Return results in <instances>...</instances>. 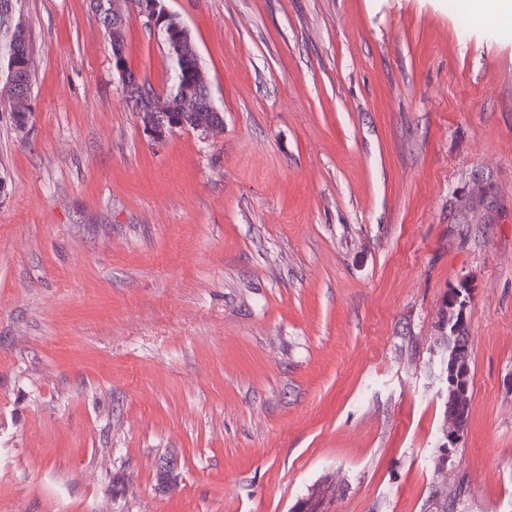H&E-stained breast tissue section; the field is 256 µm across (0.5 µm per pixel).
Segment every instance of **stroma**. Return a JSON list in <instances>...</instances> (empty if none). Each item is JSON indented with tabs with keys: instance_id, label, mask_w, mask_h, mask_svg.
<instances>
[{
	"instance_id": "1",
	"label": "stroma",
	"mask_w": 512,
	"mask_h": 512,
	"mask_svg": "<svg viewBox=\"0 0 512 512\" xmlns=\"http://www.w3.org/2000/svg\"><path fill=\"white\" fill-rule=\"evenodd\" d=\"M224 129L144 135L90 0L0 112V512H512V21L165 0ZM128 68L168 50L130 14ZM466 287V425L440 311ZM20 79L22 84L25 86V99L26 101H20L11 103L8 102V105L1 104V112L3 109L10 112V117L12 119L13 124L20 128L27 117V113L29 111V100L31 98V92H32V74L31 70L24 71L20 74Z\"/></svg>"
}]
</instances>
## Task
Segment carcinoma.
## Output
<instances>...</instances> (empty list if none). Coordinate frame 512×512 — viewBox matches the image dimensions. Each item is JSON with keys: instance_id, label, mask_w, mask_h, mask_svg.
<instances>
[{"instance_id": "obj_1", "label": "carcinoma", "mask_w": 512, "mask_h": 512, "mask_svg": "<svg viewBox=\"0 0 512 512\" xmlns=\"http://www.w3.org/2000/svg\"><path fill=\"white\" fill-rule=\"evenodd\" d=\"M18 0H0V76L6 78L11 75L16 59L29 52L27 29L21 22L15 21ZM158 37L167 46L171 61L173 80L168 89L161 93H153L156 109L159 112H177L180 110V88L186 82L199 86L201 95L209 98L214 111L199 112L197 116L206 122L224 121V112L215 104L205 77L200 55L196 49L191 35H186L180 42H175L170 27L163 25L158 29ZM22 84L25 86V100L8 103L4 109L10 112V117L16 127H21L29 112V99L32 92V74L27 70L20 74ZM449 316H454V310H448ZM446 315V316H448ZM446 316H441V343L446 351L450 352L456 347L468 349L469 337L466 328L458 330L448 329ZM469 379H457L455 386L448 387V401L445 404V416L458 429H463L469 414L470 398L465 386Z\"/></svg>"}]
</instances>
